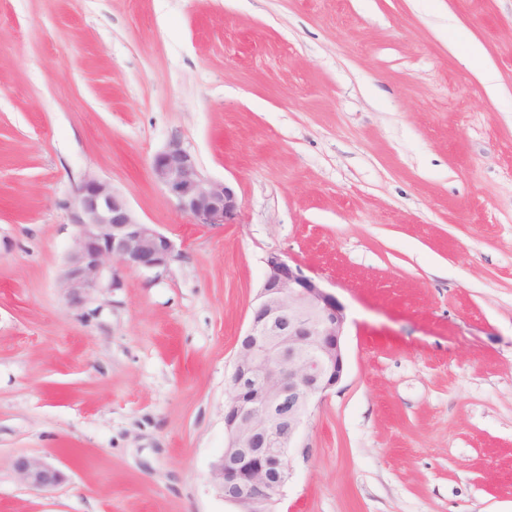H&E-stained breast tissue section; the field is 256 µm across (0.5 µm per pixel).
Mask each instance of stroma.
<instances>
[{
	"label": "stroma",
	"instance_id": "stroma-1",
	"mask_svg": "<svg viewBox=\"0 0 512 512\" xmlns=\"http://www.w3.org/2000/svg\"><path fill=\"white\" fill-rule=\"evenodd\" d=\"M174 140L234 223L155 180ZM89 174L181 257L78 309ZM273 251L347 313L275 512H512V0H0V512H232L210 472ZM14 465L21 480L36 489L54 487L64 479L63 472L47 459L21 456Z\"/></svg>",
	"mask_w": 512,
	"mask_h": 512
}]
</instances>
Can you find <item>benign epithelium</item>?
Returning <instances> with one entry per match:
<instances>
[{
	"label": "benign epithelium",
	"instance_id": "obj_1",
	"mask_svg": "<svg viewBox=\"0 0 512 512\" xmlns=\"http://www.w3.org/2000/svg\"><path fill=\"white\" fill-rule=\"evenodd\" d=\"M152 171L179 211L195 223H234L240 208L235 190L206 178L180 142L171 141L153 157ZM75 203L79 232L62 280L72 304L83 307L103 289L122 287L124 270L161 274L179 259L174 241L139 220L108 181L85 176ZM346 327L344 304L321 280L307 275L287 254L268 253L228 380L224 452L210 473L212 484L237 512H273L292 478L290 453L310 455L304 425L344 375ZM15 469L36 489L64 479L43 458L21 456Z\"/></svg>",
	"mask_w": 512,
	"mask_h": 512
}]
</instances>
